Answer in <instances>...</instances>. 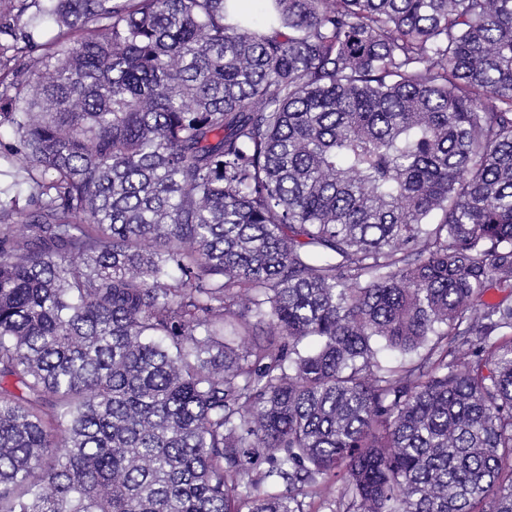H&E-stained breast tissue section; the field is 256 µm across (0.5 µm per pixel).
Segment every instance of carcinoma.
I'll list each match as a JSON object with an SVG mask.
<instances>
[{"instance_id": "1", "label": "carcinoma", "mask_w": 512, "mask_h": 512, "mask_svg": "<svg viewBox=\"0 0 512 512\" xmlns=\"http://www.w3.org/2000/svg\"><path fill=\"white\" fill-rule=\"evenodd\" d=\"M3 2L0 512H512V0Z\"/></svg>"}]
</instances>
